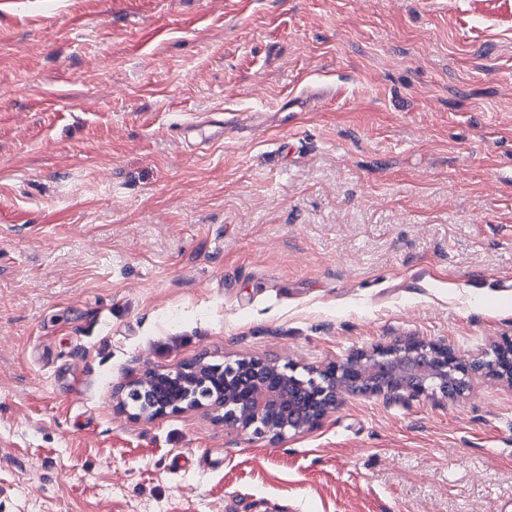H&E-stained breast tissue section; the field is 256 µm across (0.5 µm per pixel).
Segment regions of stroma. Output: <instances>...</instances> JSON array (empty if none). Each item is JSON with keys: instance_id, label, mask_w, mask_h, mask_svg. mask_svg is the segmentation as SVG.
I'll return each mask as SVG.
<instances>
[{"instance_id": "obj_1", "label": "stroma", "mask_w": 512, "mask_h": 512, "mask_svg": "<svg viewBox=\"0 0 512 512\" xmlns=\"http://www.w3.org/2000/svg\"><path fill=\"white\" fill-rule=\"evenodd\" d=\"M509 277L512 0H0V512H512L492 379L278 443L112 399L200 356L470 360Z\"/></svg>"}]
</instances>
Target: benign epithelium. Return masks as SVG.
Wrapping results in <instances>:
<instances>
[{
	"label": "benign epithelium",
	"instance_id": "obj_1",
	"mask_svg": "<svg viewBox=\"0 0 512 512\" xmlns=\"http://www.w3.org/2000/svg\"><path fill=\"white\" fill-rule=\"evenodd\" d=\"M476 378L512 388V337L467 361L445 342L409 336L304 375L290 364L255 357L238 358L223 367L197 359L175 371L147 372L131 389V399L138 404L137 418L206 406L240 435L280 442L319 427L347 394L405 403L446 385L443 395L456 398Z\"/></svg>",
	"mask_w": 512,
	"mask_h": 512
}]
</instances>
